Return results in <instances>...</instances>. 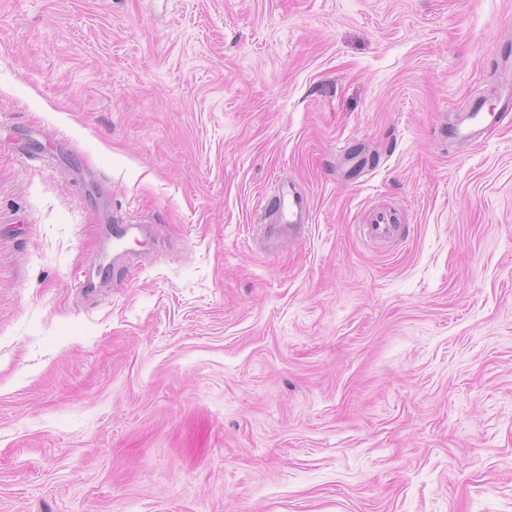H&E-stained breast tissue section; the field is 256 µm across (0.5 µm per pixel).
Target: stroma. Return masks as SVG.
<instances>
[{
  "label": "stroma",
  "mask_w": 512,
  "mask_h": 512,
  "mask_svg": "<svg viewBox=\"0 0 512 512\" xmlns=\"http://www.w3.org/2000/svg\"><path fill=\"white\" fill-rule=\"evenodd\" d=\"M511 95L512 0H0V512H512ZM479 110L470 108L459 114V122L451 135L460 141L476 142L481 138L484 127V117ZM465 122L467 124L463 125ZM263 210L273 217L270 224H261L259 228L265 255L276 253L287 236L300 233L310 222L309 208L290 182L276 181L273 192L266 197ZM363 234L370 242H392L402 236V231L398 224H391V217L387 212L378 211L371 224L363 227Z\"/></svg>",
  "instance_id": "1"
}]
</instances>
